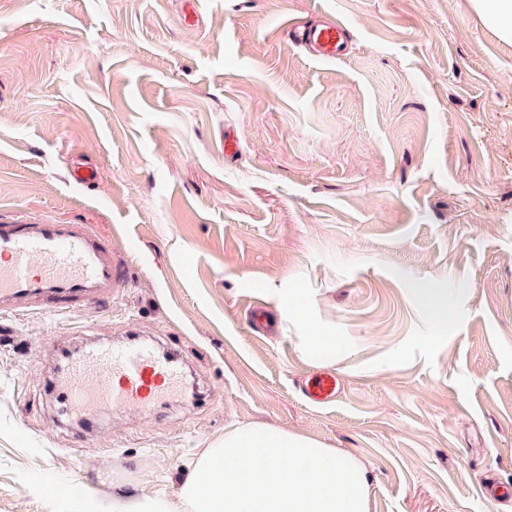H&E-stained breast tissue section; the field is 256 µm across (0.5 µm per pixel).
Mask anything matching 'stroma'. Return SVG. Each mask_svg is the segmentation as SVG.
I'll use <instances>...</instances> for the list:
<instances>
[{
    "label": "stroma",
    "mask_w": 512,
    "mask_h": 512,
    "mask_svg": "<svg viewBox=\"0 0 512 512\" xmlns=\"http://www.w3.org/2000/svg\"><path fill=\"white\" fill-rule=\"evenodd\" d=\"M320 17L341 59L289 44ZM1 219L95 225L129 275L105 308L0 320V512L179 502L243 423L355 453L370 512H512L480 487L512 485V42L471 0H0ZM134 332L197 395L76 439L53 345ZM348 25L341 20H326L316 25L288 26V40L300 47H305L309 55L321 61H333L341 57L348 37ZM340 345V339L329 331L319 330L313 332L310 336H306V349L318 356L334 353ZM340 391V382L335 373L319 372L302 386V392L310 404L321 405L332 401Z\"/></svg>",
    "instance_id": "obj_1"
}]
</instances>
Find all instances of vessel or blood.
Returning a JSON list of instances; mask_svg holds the SVG:
<instances>
[{
    "mask_svg": "<svg viewBox=\"0 0 512 512\" xmlns=\"http://www.w3.org/2000/svg\"><path fill=\"white\" fill-rule=\"evenodd\" d=\"M289 41L311 57H341L348 26L340 20L291 24ZM125 261L90 224L0 221V313L25 302L31 310L58 314L99 308L124 286ZM185 383L171 349L138 337L121 343H88L70 354L61 371L62 403L80 423L114 411L155 409L178 397ZM340 391L335 373L313 375L302 386L309 403L332 401Z\"/></svg>",
    "mask_w": 512,
    "mask_h": 512,
    "instance_id": "b4317fda",
    "label": "vessel or blood"
}]
</instances>
